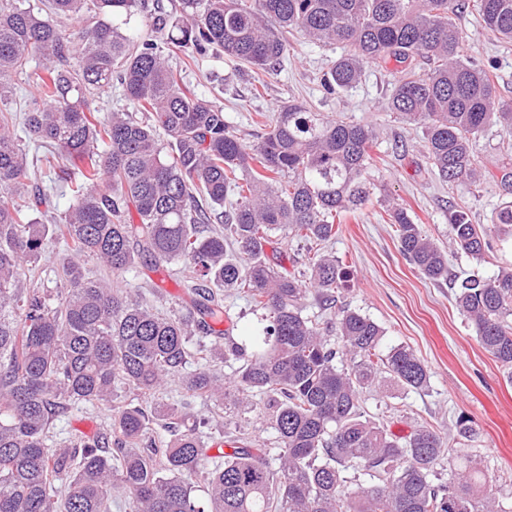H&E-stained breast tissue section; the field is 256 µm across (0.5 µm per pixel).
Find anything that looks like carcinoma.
Listing matches in <instances>:
<instances>
[{"mask_svg": "<svg viewBox=\"0 0 512 512\" xmlns=\"http://www.w3.org/2000/svg\"><path fill=\"white\" fill-rule=\"evenodd\" d=\"M148 11L142 0H0V512H110L120 491L135 512H507L479 463L444 482L437 467L457 449L432 426L398 437L365 416L362 394L427 387V366L410 348L382 353L383 330L357 310L323 321L303 315L314 296L336 308L348 271L324 248L336 220L363 206L373 128L329 120L290 102L252 146L224 109L181 84L163 49L195 60L219 48L235 63L279 71L301 35L348 51L323 74L328 94L393 62L388 109L425 129L431 170L450 185L497 183L512 192V166L481 164L472 145L488 128L512 134V106L498 103L491 71L461 55L454 17L469 13L488 35L512 41V0H180L156 6L132 38L110 18ZM81 22L77 29L61 19ZM37 94L7 102L34 58ZM121 88L131 110L100 116L97 92ZM45 149L51 186L28 188L34 162L21 139ZM65 184L71 204L45 224L37 214ZM135 209L138 223L128 219ZM400 251L424 278L448 280V250L480 263L485 225L448 211V248L406 208L391 206ZM281 231L304 251L279 271L265 246ZM65 243L55 291L36 263L49 240ZM91 257L113 275L140 259L158 270L181 262L195 295L182 317H162L107 276L89 278ZM455 305L481 347L512 369V268L453 283ZM245 294L266 325L253 346L216 342L210 353L243 360L231 378L183 373L187 343L224 321V297ZM169 377L192 396L250 405L266 397L276 431L265 448L226 435L224 463L209 465L196 425L161 408L169 439L144 447L150 419L138 406L112 409L108 436L48 444L53 417L70 403H110L115 382L154 394ZM370 484L346 489L349 471ZM204 489L205 497L196 495Z\"/></svg>", "mask_w": 512, "mask_h": 512, "instance_id": "1", "label": "carcinoma"}]
</instances>
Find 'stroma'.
Segmentation results:
<instances>
[{"mask_svg":"<svg viewBox=\"0 0 512 512\" xmlns=\"http://www.w3.org/2000/svg\"><path fill=\"white\" fill-rule=\"evenodd\" d=\"M465 39L462 53L476 64L492 66L501 102L512 105V43L490 40L469 14L459 16ZM295 53L280 73L258 79L251 68L234 67L223 53L212 51L188 63L183 81L197 93L224 109L244 144L256 141L261 128L257 113H275L283 103L294 101L312 107L329 118L347 119L373 126L378 132L371 149L372 173L387 195L380 202L371 195L360 209L341 218L339 232L330 248L349 272L346 288L339 293L341 305L359 310L385 330L384 347L405 345L424 362L430 381L421 390L367 395L364 409L371 419L384 423L397 436L409 435L423 424L440 432L459 416L471 419L477 439L459 441L457 448L481 463L492 477V489L503 502H512V380L479 345L473 328L459 315L449 284L424 279L399 251L387 203L401 205L423 230L440 243L448 241V208H468L478 224L490 226L492 248L482 263L463 254H449L448 270L459 277L479 272L489 277L500 268L512 267V235L493 227L495 208L505 201L504 192L488 183L475 188L448 186L430 170L424 153V128L408 124L384 111L394 84L393 69L366 68L353 88L329 95L320 78L331 60L344 54V45L320 46L304 39L293 41ZM184 265L172 271L154 272L140 264L118 277L120 287L141 291L158 312L182 311L183 294L178 283L189 277ZM231 322L233 342L249 343L261 328L259 314L243 294L234 292L224 301ZM120 403H134L154 414L162 404L185 408L191 419L212 420L201 434L203 442L237 430L258 444L273 445L275 431L263 410V396L253 399L250 410L215 405L209 399L188 395L178 382H170L150 397L134 395L127 386L116 388ZM112 415L108 404L75 403L55 417L52 444L72 437L97 436L107 431Z\"/></svg>","mask_w":512,"mask_h":512,"instance_id":"1","label":"stroma"}]
</instances>
